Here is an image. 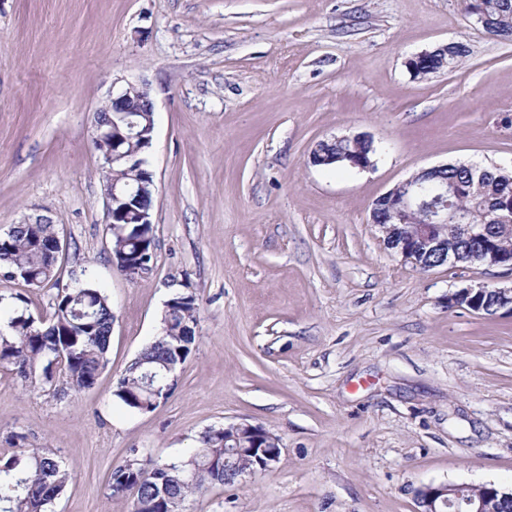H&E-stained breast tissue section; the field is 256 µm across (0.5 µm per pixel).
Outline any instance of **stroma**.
I'll return each mask as SVG.
<instances>
[{
  "label": "stroma",
  "instance_id": "1",
  "mask_svg": "<svg viewBox=\"0 0 512 512\" xmlns=\"http://www.w3.org/2000/svg\"><path fill=\"white\" fill-rule=\"evenodd\" d=\"M452 41L453 71L413 56ZM146 84L156 242L150 275L110 259L94 119L115 82ZM365 134L374 169L309 164ZM512 166V41L476 31L463 0H0V236L38 216L112 301L92 388L33 391L0 368L10 434L74 476L52 512H132L107 498L131 453L167 461L208 429L280 438L275 467L190 498L187 512H419L438 483L512 488V317L448 305L473 264L423 272L379 240L376 198L420 169ZM199 301L196 346L165 400L114 391L161 335L165 302ZM469 53V47L464 42H458L457 48L448 55L438 47L426 51V55L420 60L419 64L413 65L411 72L415 78L426 79L441 71L453 70L457 63L468 56Z\"/></svg>",
  "mask_w": 512,
  "mask_h": 512
}]
</instances>
